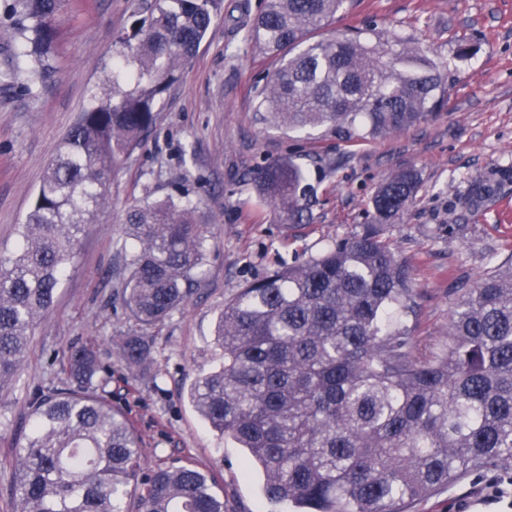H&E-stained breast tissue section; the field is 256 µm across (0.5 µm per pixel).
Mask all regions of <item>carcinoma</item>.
<instances>
[{"label":"carcinoma","mask_w":512,"mask_h":512,"mask_svg":"<svg viewBox=\"0 0 512 512\" xmlns=\"http://www.w3.org/2000/svg\"><path fill=\"white\" fill-rule=\"evenodd\" d=\"M346 0H264L247 37L278 67L257 92L260 119L290 132L324 129L359 145L439 115L438 67L408 40L385 44L358 29L314 39ZM223 0H143L108 81L64 135L20 248L0 257V395L13 383L31 330L47 316L80 237L110 193L115 165L140 145L158 101L181 78ZM60 0H12L15 65L45 72ZM292 160L255 181L290 224L308 219ZM418 188L391 175L371 200V225L305 262L257 279L224 304L214 345L222 363L188 396L209 427L258 465L263 490L295 512H404L407 503L492 464H512V262L498 263L458 297L439 351L419 348L409 322L419 297L409 266L374 230L399 219ZM183 195L128 211L122 300L144 327L169 319L204 277L209 225ZM125 366L152 373L148 336H123ZM70 382L36 390L16 448L15 512H226L192 463L141 468L140 442L112 406V368L93 347L67 355Z\"/></svg>","instance_id":"1"}]
</instances>
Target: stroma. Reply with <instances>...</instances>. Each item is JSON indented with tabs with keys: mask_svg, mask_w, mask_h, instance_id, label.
<instances>
[{
	"mask_svg": "<svg viewBox=\"0 0 512 512\" xmlns=\"http://www.w3.org/2000/svg\"><path fill=\"white\" fill-rule=\"evenodd\" d=\"M263 2L224 0L181 81L157 106L142 147L115 168L109 199L86 227L52 313L34 327L0 398V512H15V446L29 394L40 383L60 385L67 350L81 343L95 345L112 367V403L139 436L143 469L190 461L211 472L231 512H290L267 500L262 474L245 473L241 448L211 432L187 396L197 374L220 361L213 329L225 303L255 279L362 232L378 185L399 171L417 173L416 199L402 219L376 230L407 261L420 290L414 334L421 346L443 343L458 285L512 257V0H347L323 37L371 23L375 40L410 39L447 77L439 116L357 146L330 134L299 141L259 119L260 79L277 61L247 40L246 25ZM138 6L62 0L49 73L24 69L17 86H0V256L17 249L63 135L91 96L106 92L115 38ZM288 158L305 172L313 215L306 224L282 222L254 180L262 167ZM478 185L493 192L475 207ZM183 193L210 227L207 274L186 305L147 329L121 299L125 214ZM146 334L162 368L155 379L130 373L113 342ZM510 474L512 466L501 465L466 475L415 500L409 512H501L486 501V484Z\"/></svg>",
	"mask_w": 512,
	"mask_h": 512,
	"instance_id": "35a3bbf8",
	"label": "stroma"
}]
</instances>
